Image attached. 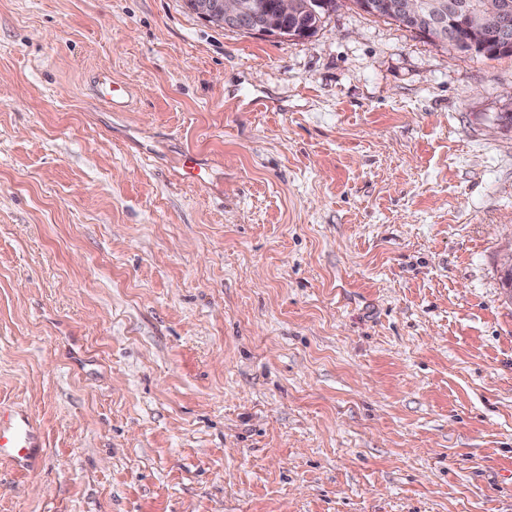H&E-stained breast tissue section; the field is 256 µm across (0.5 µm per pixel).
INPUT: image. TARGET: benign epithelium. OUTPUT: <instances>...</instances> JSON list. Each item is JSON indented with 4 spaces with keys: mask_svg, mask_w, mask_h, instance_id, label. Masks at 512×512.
I'll return each mask as SVG.
<instances>
[{
    "mask_svg": "<svg viewBox=\"0 0 512 512\" xmlns=\"http://www.w3.org/2000/svg\"><path fill=\"white\" fill-rule=\"evenodd\" d=\"M196 11L206 19L217 18L226 28L257 35L278 30L277 20L286 19L299 11L300 0H278L277 17L262 13L244 0H192ZM379 6L392 15L424 19L428 26L448 32V14L432 0H381L367 7ZM512 0H485L469 12V30L474 44L485 46L484 38L495 33L498 49L512 47Z\"/></svg>",
    "mask_w": 512,
    "mask_h": 512,
    "instance_id": "obj_1",
    "label": "benign epithelium"
}]
</instances>
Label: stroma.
I'll return each instance as SVG.
<instances>
[{
	"label": "stroma",
	"instance_id": "stroma-1",
	"mask_svg": "<svg viewBox=\"0 0 512 512\" xmlns=\"http://www.w3.org/2000/svg\"><path fill=\"white\" fill-rule=\"evenodd\" d=\"M510 111L351 4L0 0V512H512ZM257 1L263 6L267 14H275L277 10L280 21L288 19V23L285 25L289 31L287 29L280 31L275 17L263 14L257 7L244 2V0H192L191 2L201 16L206 19L217 18L221 22L217 19H210L209 21L217 25L223 24L225 28L257 35H269L271 31H280L278 35L285 36L291 34L290 30L296 27L298 29L293 39L308 37L309 31L304 27L299 28L300 26L304 25L309 28L311 35L317 31L322 22L321 19L325 17L326 13L336 11V0H322V3L317 6H314L311 0H300L303 10L297 16L289 17L297 14L300 10L299 4L301 2L299 0ZM306 3L314 7L316 15L304 11L306 6L307 11L314 13V10ZM180 176L183 180L202 184L206 179V168L201 158L194 153H186L182 158ZM44 446L40 427L22 408L0 405V464L26 470Z\"/></svg>",
	"mask_w": 512,
	"mask_h": 512
}]
</instances>
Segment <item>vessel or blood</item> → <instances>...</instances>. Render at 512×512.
Segmentation results:
<instances>
[{"label": "vessel or blood", "mask_w": 512, "mask_h": 512, "mask_svg": "<svg viewBox=\"0 0 512 512\" xmlns=\"http://www.w3.org/2000/svg\"><path fill=\"white\" fill-rule=\"evenodd\" d=\"M180 176L183 180L204 183L206 168L201 158L186 153L182 158ZM44 446L40 427L31 414L22 408L0 405V464L19 470L33 466Z\"/></svg>", "instance_id": "vessel-or-blood-1"}]
</instances>
